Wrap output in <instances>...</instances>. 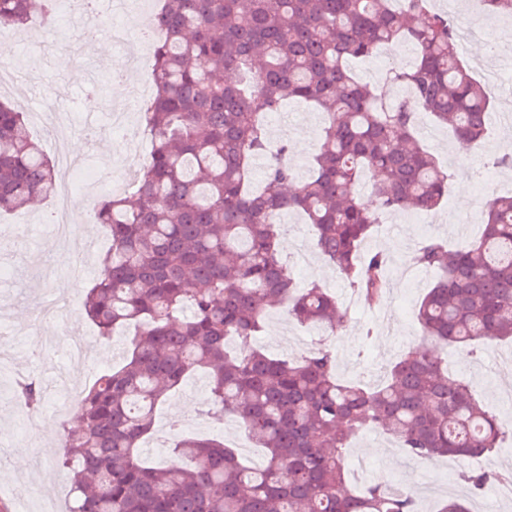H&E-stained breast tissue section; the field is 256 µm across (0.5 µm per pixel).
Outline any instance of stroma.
<instances>
[{
    "mask_svg": "<svg viewBox=\"0 0 512 512\" xmlns=\"http://www.w3.org/2000/svg\"><path fill=\"white\" fill-rule=\"evenodd\" d=\"M439 12H450L462 35L459 52L476 78H483L488 61V43H496L501 53L512 56V17L488 15L478 0H457L455 11H448L445 0H435ZM112 15L101 16L79 12L64 16L56 28L32 21L28 30L14 36L8 54L9 66L16 75L14 83L0 84V99L10 102L26 115H33L42 102H52L70 113L73 139L82 141L84 152L79 155V172L87 181L97 179L105 170L112 181L122 180L128 167L130 142H137L141 155H148L150 137L139 115L125 121V130L135 131L134 139L112 128L111 109L117 103L140 108L141 96L152 84L145 70L137 66L126 69L131 85L123 101L98 100L95 109H87L92 99L87 86L77 80L75 68H60L57 60L67 47H80L85 37H93L97 51L84 57L85 67L95 76L96 84H105L109 73L118 63L122 51L112 41ZM415 59L412 44L401 42L382 49L355 67L357 77L364 82L377 83L386 68H404ZM323 122L322 112L305 104H292L267 119V131L272 143H288L289 158L300 176H307ZM418 134L426 148L449 169L448 194L438 208V226L427 228L420 215L412 212L385 214L373 234L362 246L363 253L385 252L390 263L385 294L380 304L364 300L347 279L330 265L316 250L308 224L290 214L283 219L282 238L287 245L281 250L283 261L293 272L298 286L318 282L335 294L346 316L342 335L331 337L336 352V373L345 382L366 385L379 384L386 365L394 362L408 347L419 345L414 310L430 288L434 275L409 263V255L426 234H433L458 245L473 240L478 234L485 170L477 153L461 154L451 131L437 125L430 116L421 115ZM53 207L52 200L34 203L22 213L0 214V314L8 322L0 324V347L12 348L14 359L0 376V431L11 432L20 425L12 390L16 381L34 378L44 380L46 373L61 360L60 355L43 352V342L22 335L21 329L30 318L33 307L47 298L82 296L91 286L92 277H84L80 285H70L65 275L79 256L78 242L89 238L95 243V255H102L112 245L103 225L93 216L76 213L73 218L74 245H59L46 222ZM33 219V230L25 238H15L13 224L18 218ZM321 330L289 320L287 307L271 310L262 331L252 341L254 347L280 358H297L310 351L322 340ZM512 360V342L506 341L482 354L454 347L448 351L450 376L469 380L477 398L490 410L512 415V405L503 399L505 389L512 388V371L500 370L502 361ZM209 391L202 376H194L173 390L158 409L155 433L142 450L150 461L166 458L163 435L168 421L178 420L187 433H205L223 437L226 445L238 447L239 428L232 421L218 423L204 416ZM56 397L46 392L43 411L52 422L55 434L34 430L26 435V448H9V458L24 455L28 469L0 467V512H9L13 492L19 480L34 476L31 462H38L42 474L37 477L41 498L55 499L61 512L68 507L70 478L60 461L62 450L55 444L61 441L62 425L72 424L76 416L60 418L54 415ZM350 464L351 487H361L374 475L385 472L398 484L411 488L416 494L419 512H436L444 499L465 500L471 512H512V502L499 503L493 486L482 493H472L460 474L472 469V462L453 457L417 459L406 455L397 443L380 430H362L346 450Z\"/></svg>",
    "mask_w": 512,
    "mask_h": 512,
    "instance_id": "obj_1",
    "label": "stroma"
}]
</instances>
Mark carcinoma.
<instances>
[{
  "label": "carcinoma",
  "instance_id": "obj_1",
  "mask_svg": "<svg viewBox=\"0 0 512 512\" xmlns=\"http://www.w3.org/2000/svg\"><path fill=\"white\" fill-rule=\"evenodd\" d=\"M36 16L57 25L62 0H0V28ZM150 25L165 33L151 44L156 94L142 112L150 161L133 192L93 210L112 247L83 302L101 340L130 323L139 331L125 364L82 395L81 425L65 436L67 512H418L407 487L350 491L344 451L366 427L412 458H490L512 438L438 356L512 340V195L483 197V231L468 244L422 239L411 261L437 274L416 310L422 344L389 364L382 384L339 381L325 342L295 359L249 345L285 301L298 323L333 336L345 328L336 298L298 287L282 261L284 212L306 217L356 292L383 298L385 257L360 259L362 244L382 214L430 213L448 191V170L418 139L419 114L470 147L488 131L491 91L460 59L457 26L432 0H159ZM399 42L415 45L410 68L386 69L379 86L356 78L353 60ZM291 99L325 114L306 179L288 145L273 149L266 136L267 116ZM370 172L375 207L357 193ZM57 182L25 114L1 102L0 213L52 196ZM196 371L208 376V414L235 417L266 449L263 466L201 434L178 439L173 460L145 463L157 406ZM14 395L30 411L43 407L34 379ZM462 477L477 491L509 480L489 470Z\"/></svg>",
  "mask_w": 512,
  "mask_h": 512
}]
</instances>
